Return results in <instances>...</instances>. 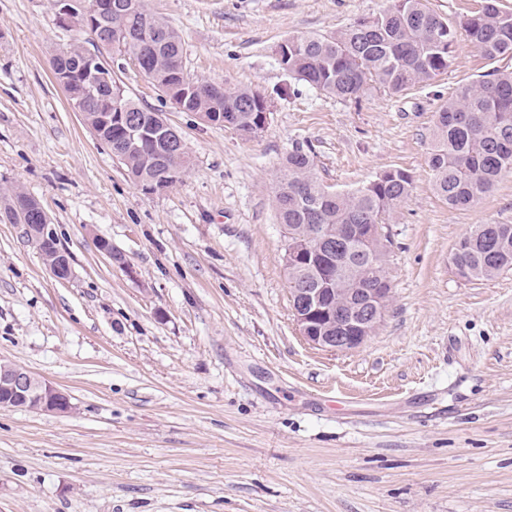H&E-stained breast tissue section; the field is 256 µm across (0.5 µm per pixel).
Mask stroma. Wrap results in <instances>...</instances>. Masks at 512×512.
<instances>
[{"mask_svg": "<svg viewBox=\"0 0 512 512\" xmlns=\"http://www.w3.org/2000/svg\"><path fill=\"white\" fill-rule=\"evenodd\" d=\"M391 0H148L191 76L271 96L259 136L177 111L133 65L117 76L183 135L192 167L148 193L74 112L51 57L89 36L55 0H0V205L37 199L69 252L54 279L24 225L0 222V357L66 392L69 415L0 409V512H512V269L458 277L477 224H512V173L464 208L434 190L438 110L491 62L461 22L447 73L398 96L325 97L276 50ZM347 192L401 168L387 228L392 296L357 349L294 320L274 182L295 145ZM109 240L122 263L101 253Z\"/></svg>", "mask_w": 512, "mask_h": 512, "instance_id": "1", "label": "stroma"}]
</instances>
